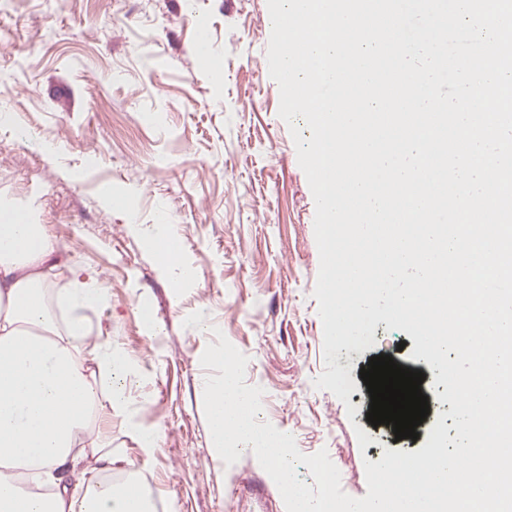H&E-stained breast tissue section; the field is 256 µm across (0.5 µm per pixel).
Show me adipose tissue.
I'll return each instance as SVG.
<instances>
[{
	"label": "adipose tissue",
	"instance_id": "obj_1",
	"mask_svg": "<svg viewBox=\"0 0 512 512\" xmlns=\"http://www.w3.org/2000/svg\"><path fill=\"white\" fill-rule=\"evenodd\" d=\"M139 230L176 284L195 281L169 225ZM64 252L44 225L0 208V512H150L136 464L110 480V445L94 435L126 405L131 374L87 315L109 291L75 270L54 287Z\"/></svg>",
	"mask_w": 512,
	"mask_h": 512
}]
</instances>
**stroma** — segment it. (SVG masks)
<instances>
[{
	"mask_svg": "<svg viewBox=\"0 0 512 512\" xmlns=\"http://www.w3.org/2000/svg\"><path fill=\"white\" fill-rule=\"evenodd\" d=\"M201 26L219 69L198 52ZM0 30V110L17 120L0 127V202L46 225L108 288L110 306L90 317L135 377L107 438L163 512H286L252 451L228 466L207 445L200 359L214 336L195 329L201 314L248 357L245 382L264 390L256 422L303 454L327 450L347 495H366L365 461L424 446L366 419L371 357L426 368L424 388L434 383L407 332L381 321L374 346L339 351L347 401L313 386L325 366L315 202L278 114L267 0H0ZM160 210L193 284L175 285L136 230ZM129 416L159 433V448H140Z\"/></svg>",
	"mask_w": 512,
	"mask_h": 512,
	"instance_id": "1",
	"label": "stroma"
}]
</instances>
